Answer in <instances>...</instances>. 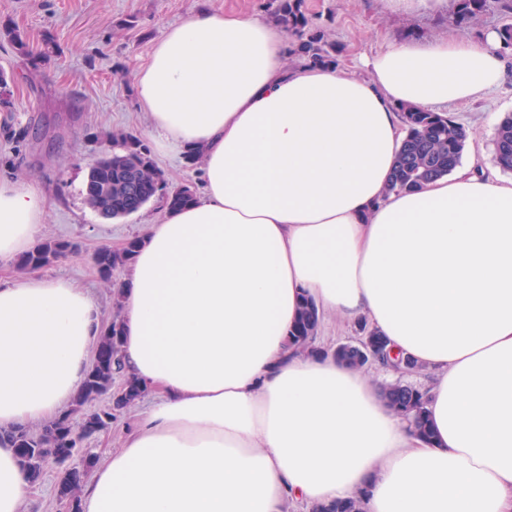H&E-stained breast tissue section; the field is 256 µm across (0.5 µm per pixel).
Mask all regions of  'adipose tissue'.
Instances as JSON below:
<instances>
[{
  "label": "adipose tissue",
  "instance_id": "ef3b65f1",
  "mask_svg": "<svg viewBox=\"0 0 512 512\" xmlns=\"http://www.w3.org/2000/svg\"><path fill=\"white\" fill-rule=\"evenodd\" d=\"M497 31L388 43L360 69L289 67L257 14L196 10L135 75L163 152L202 149L200 198L147 225L119 287L121 362L148 389L82 512H512V181L472 169L387 193L397 108L476 101L512 74ZM44 196L0 180V267ZM369 322L430 378L431 441L367 374L295 353L302 297ZM104 329L85 288L0 279V430L53 419ZM34 484L0 445V512Z\"/></svg>",
  "mask_w": 512,
  "mask_h": 512
}]
</instances>
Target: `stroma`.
Masks as SVG:
<instances>
[{
	"label": "stroma",
	"instance_id": "35a3bbf8",
	"mask_svg": "<svg viewBox=\"0 0 512 512\" xmlns=\"http://www.w3.org/2000/svg\"><path fill=\"white\" fill-rule=\"evenodd\" d=\"M201 3L217 13L273 17L269 0H0V70L12 78L11 106L0 110V125L33 128L21 143L0 136V179L35 180L46 189L41 237L70 241L75 248L43 272L91 288L107 319L124 272L115 270L111 281H104L93 254L105 246L120 249L144 225L159 223L165 207L154 200L125 218H99L82 194L88 165L102 149L105 133L124 131L148 140L135 75L162 30ZM453 5L454 0H444L442 8L402 16L382 11L379 0H305L308 17L335 40L341 67L379 50L389 39L447 36L446 18ZM7 27L25 35L27 54L4 37ZM47 38L54 51L46 57ZM447 111L470 132L463 167L475 164L511 180L512 172L495 162L494 135L497 121L512 113V80L487 98L451 104Z\"/></svg>",
	"mask_w": 512,
	"mask_h": 512
}]
</instances>
